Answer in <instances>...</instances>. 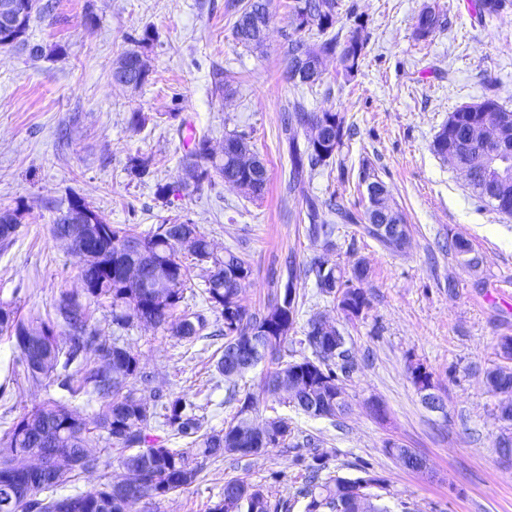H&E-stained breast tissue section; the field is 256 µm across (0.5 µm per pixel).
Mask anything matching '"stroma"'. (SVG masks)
Here are the masks:
<instances>
[{
    "label": "stroma",
    "instance_id": "1",
    "mask_svg": "<svg viewBox=\"0 0 512 512\" xmlns=\"http://www.w3.org/2000/svg\"><path fill=\"white\" fill-rule=\"evenodd\" d=\"M229 0H53L49 16H33L25 45L0 53V209H20L10 244H0V302L21 317L55 315L65 293H80L81 260L51 232L52 207L70 195L83 197L111 224L144 232L165 221H189L214 244L244 253L253 273L240 297L249 308L265 307L276 292L286 259L304 268L295 282L303 298L296 337L310 317L324 316L346 337L355 369L347 378L350 413L340 422L310 418L279 406L293 426L319 439L328 452L325 471L349 478L363 473L387 482L390 505L413 512H512V464L495 447L501 424L484 374L500 364L498 342L512 336V217L474 197L464 175L431 144L459 108L495 99L512 110V11L478 19L468 0H338L336 27L349 33L365 25L366 45L357 71L346 74L334 58L323 81L296 94L284 76L285 51L295 30L292 0H272L273 21L262 49L237 44L236 14ZM450 15V28L420 40L415 18L424 6ZM154 41L144 46L148 82L132 92L113 85L112 63L135 48L145 27ZM39 44L48 53L30 59ZM62 54H52L53 46ZM236 74L231 94L216 92L219 71ZM312 111L345 118L344 144L328 165L306 180L310 194L342 198L362 209L361 166L389 186L391 202L411 233L406 248L391 252L342 227L330 253L348 269L365 262L360 281L369 307L348 320L331 298L320 295L306 270L320 248L306 237L301 194L288 188V150L282 115L295 98ZM144 113L143 128L132 112ZM246 133L263 160L268 184L261 200L244 197L220 177L191 194L160 200L156 184H178L187 133L222 146L225 133ZM151 157V173L129 174L131 157ZM468 240L482 259L465 267L448 250V239ZM90 324L103 342L120 336L152 377L153 388L183 396L207 430L219 431L237 410L216 369L224 339L177 341L162 329L139 323L120 330L103 300L90 308ZM15 343L0 334V435L47 397L69 400L86 418L99 409L95 396L70 397L56 382L33 387L12 371ZM423 365L447 403L446 414L429 411L409 374ZM381 402L385 417L370 401ZM396 441L423 457L427 473L404 468L385 450ZM88 445H105L98 433ZM297 450L278 448L257 456L202 460L188 489L141 501L135 512H209L225 480L241 477L269 488L273 499L293 501L301 484ZM116 455L104 454L97 470L53 491L61 499L121 479Z\"/></svg>",
    "mask_w": 512,
    "mask_h": 512
}]
</instances>
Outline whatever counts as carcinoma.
Returning <instances> with one entry per match:
<instances>
[{"label":"carcinoma","mask_w":512,"mask_h":512,"mask_svg":"<svg viewBox=\"0 0 512 512\" xmlns=\"http://www.w3.org/2000/svg\"><path fill=\"white\" fill-rule=\"evenodd\" d=\"M471 9L480 18H493L502 13L509 0H470ZM271 0H248L234 25L237 43L260 47L264 42V26ZM337 0H293L289 20L297 31H316L317 41L310 44L304 38L291 40L287 50L286 75L288 82L296 88H313L322 83L312 82L299 76L302 68L311 66L309 57H336L347 73L358 67L365 39L363 23L358 22L346 37L331 33L336 24ZM451 26V21L440 10L427 6L416 17L415 34L425 39L439 30ZM131 90L141 89L149 80L150 66L143 52L130 49L122 52L113 63ZM480 117L478 112H469L463 107L448 118L431 145L432 151L443 158L448 157V143L455 140L465 124ZM345 119L338 112H314L301 102H295L282 117V129L291 158L289 188L305 184L306 171L325 165L343 144ZM317 131L315 140H307L300 147L298 130ZM224 151L218 155L206 136H194L182 156V167L186 173L182 190L192 193L200 190L204 182L212 181L216 174L223 180H235L245 186L248 198L263 196L268 182L267 168L263 161L251 164L244 161L252 153L245 135L235 132L224 135ZM151 160L146 157L130 158L128 171L141 179L150 173ZM471 189L480 201L487 203L502 214L512 216V183L496 187L483 177H476ZM82 207L94 215L99 231L97 248L92 259L80 268V279L86 302L70 296L62 300L58 313L63 324L52 319L37 324L27 323L18 315L10 303H0V333L15 339L19 350V364L25 379L33 386L68 370L76 363L79 366V385L73 393L92 394L102 402L101 408L91 418L78 416L61 400L48 398L24 413L3 438L0 439V512H61L68 498L46 499L45 492L76 480L81 474L93 470L100 463V456L86 446L87 434L94 430L106 434V441L120 452V464L129 469L128 482L103 483L74 496L82 504L81 512H131L139 502L165 497L185 490L198 478L201 471L195 463L198 457L211 458L221 455L249 457L259 452L256 430L263 426L273 427V448H309L310 462L305 465L303 482L297 496L306 500L305 512H356L349 501L339 502L336 491L344 481L342 476L322 477L327 452L319 448V442L310 435L293 427L288 419L279 415L259 414L257 398L253 393L238 397L239 391H230L229 399L239 403L234 420L223 430L208 432L196 415L187 411V402L181 397L162 400L153 395V401L137 398L129 386L140 382L150 383V376L140 368L137 356L120 344V337L107 344L90 327L88 304L108 299L112 305V323L124 329L134 320L154 328H162L181 341L194 342L209 328L208 320L201 314L183 313L175 315L189 280V267L180 258L185 251L194 260L208 264L205 274L204 294L212 308L220 313L222 324L218 335L224 337V349L216 362V369L225 378L240 376L244 370L229 360L231 350L251 347L255 351V362L267 358L273 364L263 377L260 394L273 401L293 407L309 417L340 420L349 412V407L336 408L332 383H344L355 368L351 350L346 348L336 354L325 352L312 340L318 319L307 323L305 336L297 340L311 350V356L286 354L285 344L295 329L298 314L297 295L288 302L290 311L278 308L284 294H275L268 305L252 311L241 303L239 294L242 281L252 275V267L244 256L229 248L224 256L214 254L210 241L195 224H159L144 234L132 228H119L108 223L80 196L73 195L67 203L56 210H75ZM9 222L0 221V243L9 244L19 226V211L8 210ZM305 227L307 236L328 252L334 246L336 232L341 224H359L363 233L377 240L383 247L399 252L394 231H381L380 226L394 220L405 222L402 213L391 210L382 213H355L336 202L332 197L320 202L312 197L306 199ZM128 241L139 243L140 249L128 251ZM448 249L466 257L464 263L471 267L480 264L476 256H470L472 248L466 240L453 237L448 240ZM169 265L168 279L162 296L156 290L146 288L143 283L128 279L124 269L136 266L144 278H149L150 266L156 261ZM325 258L313 259L309 272L314 274L316 287L323 295L337 301L341 310L349 309L362 313L369 306L368 299L360 288H338L353 279L362 281L369 275V268L361 261L347 271L339 265L329 267ZM67 335L65 346L57 339L58 328ZM290 359H285V356ZM305 372L310 379V390L297 400H291L282 392L288 383V374L295 369ZM165 426L189 440L185 450L168 448L152 434L155 425ZM44 448L47 454H60L64 458L62 467L45 478H29L24 475L28 459L35 449ZM353 484L359 493L354 499L369 497L373 500L374 512H392L383 497L374 492L385 486V480L370 473L356 477ZM239 503V512H291L293 504L274 501L263 486L252 484L239 477L224 481L223 501L210 508V512H224V501Z\"/></svg>","instance_id":"cac0c4a2"}]
</instances>
